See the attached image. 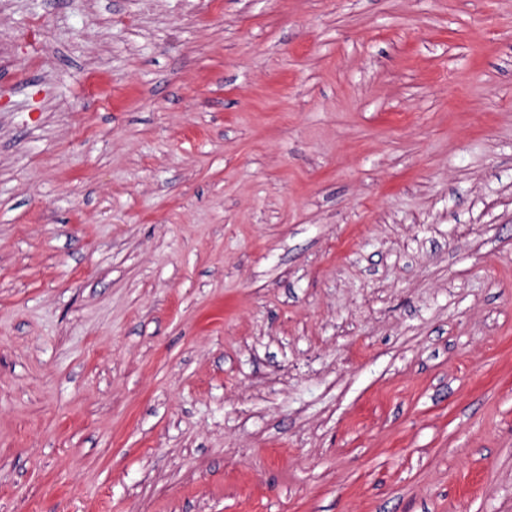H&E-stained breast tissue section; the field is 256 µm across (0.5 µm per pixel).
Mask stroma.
Returning a JSON list of instances; mask_svg holds the SVG:
<instances>
[{"instance_id":"obj_1","label":"stroma","mask_w":512,"mask_h":512,"mask_svg":"<svg viewBox=\"0 0 512 512\" xmlns=\"http://www.w3.org/2000/svg\"><path fill=\"white\" fill-rule=\"evenodd\" d=\"M0 512H512V0H0Z\"/></svg>"}]
</instances>
